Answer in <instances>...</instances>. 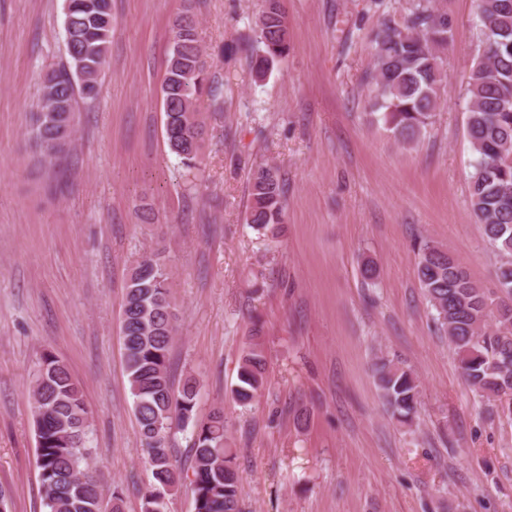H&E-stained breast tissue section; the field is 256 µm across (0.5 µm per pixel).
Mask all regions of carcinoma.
Returning a JSON list of instances; mask_svg holds the SVG:
<instances>
[{
  "label": "carcinoma",
  "instance_id": "obj_1",
  "mask_svg": "<svg viewBox=\"0 0 512 512\" xmlns=\"http://www.w3.org/2000/svg\"><path fill=\"white\" fill-rule=\"evenodd\" d=\"M384 7L372 34L373 120L392 137L413 144L433 125L447 94V57L451 24L437 0H413L405 14ZM64 13L68 59L54 69V87L70 112L76 98L95 99L100 91L98 60L108 55L112 6L107 0H70ZM480 39L467 82L466 134L474 154L470 206L486 242L498 257L497 290L479 287L448 249L432 239L415 245L417 278L435 319L448 335L462 376L491 409L512 418V0H477ZM288 23L281 0H262L256 20L252 71L265 77L288 55ZM204 50L196 21L182 17L174 27L161 86L164 130L169 150L189 170L197 168L208 134L196 107L216 96L205 74ZM47 94L33 114L29 137L41 161L54 166L65 150H51L57 127L48 119ZM246 223L275 237L286 209L279 169L263 164L253 170ZM168 262L163 251L143 253L126 284L121 333L125 368L150 481L143 512H167L171 491L183 485L193 496L194 512H241L240 475L233 450L226 447L224 412L198 417L200 383L188 375L171 383L167 354L177 316L170 298ZM267 358L259 336L246 348L239 366L235 399L253 402L264 388ZM374 378L392 417L410 425L418 413L420 389L413 371L388 358L374 363ZM36 466L44 512H121V498L104 499L90 466V419L79 382L51 352L44 353L32 379ZM191 427L192 478L171 460L168 433L173 424Z\"/></svg>",
  "mask_w": 512,
  "mask_h": 512
}]
</instances>
